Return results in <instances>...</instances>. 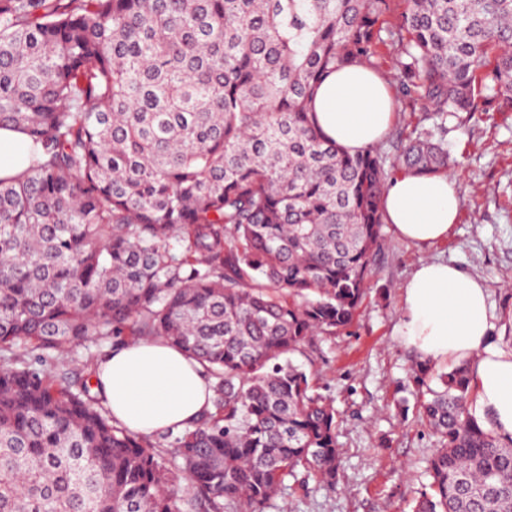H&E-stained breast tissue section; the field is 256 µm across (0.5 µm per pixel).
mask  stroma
Here are the masks:
<instances>
[{
	"label": "stroma",
	"mask_w": 512,
	"mask_h": 512,
	"mask_svg": "<svg viewBox=\"0 0 512 512\" xmlns=\"http://www.w3.org/2000/svg\"><path fill=\"white\" fill-rule=\"evenodd\" d=\"M447 140L448 173L462 202L447 240L418 247L386 233L353 325L315 337L295 356L339 413L336 488L298 469L266 512H411L429 481L436 438L413 408L412 356L394 328L399 288L420 261L443 259L483 278L495 313L492 339L512 349V112L449 114Z\"/></svg>",
	"instance_id": "stroma-1"
}]
</instances>
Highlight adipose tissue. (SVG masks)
Here are the masks:
<instances>
[{
    "label": "adipose tissue",
    "mask_w": 512,
    "mask_h": 512,
    "mask_svg": "<svg viewBox=\"0 0 512 512\" xmlns=\"http://www.w3.org/2000/svg\"><path fill=\"white\" fill-rule=\"evenodd\" d=\"M312 107L332 142L357 152L381 142L394 118L389 83L362 65L340 69L319 87ZM29 140L0 129V178L28 163ZM384 219L400 240H445L461 211L453 177L401 173L383 196ZM494 311L486 282L443 260L420 261L401 287L396 333L422 362L467 363L480 424L512 438V350L490 340ZM98 392L126 429L152 434L190 426L208 406L210 384L199 364L167 343L141 340L110 353L97 370Z\"/></svg>",
    "instance_id": "adipose-tissue-1"
}]
</instances>
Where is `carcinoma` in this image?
Segmentation results:
<instances>
[{"instance_id":"cac0c4a2","label":"carcinoma","mask_w":512,"mask_h":512,"mask_svg":"<svg viewBox=\"0 0 512 512\" xmlns=\"http://www.w3.org/2000/svg\"><path fill=\"white\" fill-rule=\"evenodd\" d=\"M390 0H0V512H265L342 467L336 409L291 355L350 327L392 170L448 167V113L512 111V0H405L389 31L423 128L351 154L313 120L370 64ZM161 339L211 379L164 450L57 383L55 359ZM437 437L413 512H512V441L472 413L466 364L412 369ZM29 139L14 129H0V178L13 177L28 163Z\"/></svg>"}]
</instances>
